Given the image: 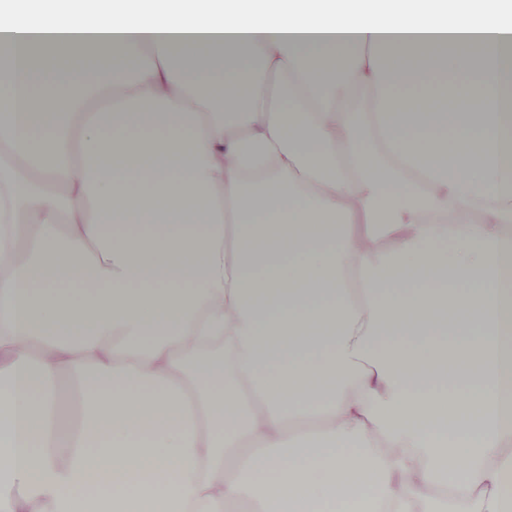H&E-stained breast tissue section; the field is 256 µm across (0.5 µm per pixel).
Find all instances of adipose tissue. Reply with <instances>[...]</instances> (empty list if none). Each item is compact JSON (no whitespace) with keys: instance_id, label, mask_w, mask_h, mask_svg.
Wrapping results in <instances>:
<instances>
[{"instance_id":"ef3b65f1","label":"adipose tissue","mask_w":512,"mask_h":512,"mask_svg":"<svg viewBox=\"0 0 512 512\" xmlns=\"http://www.w3.org/2000/svg\"><path fill=\"white\" fill-rule=\"evenodd\" d=\"M0 52V512H512V0H10Z\"/></svg>"}]
</instances>
